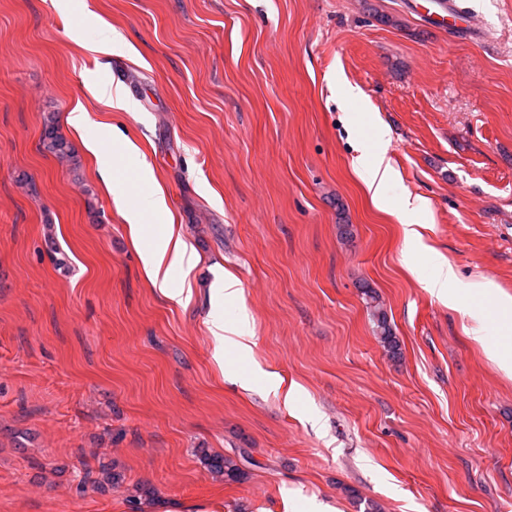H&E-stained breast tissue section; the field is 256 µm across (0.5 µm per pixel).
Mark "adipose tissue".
<instances>
[{
	"label": "adipose tissue",
	"mask_w": 512,
	"mask_h": 512,
	"mask_svg": "<svg viewBox=\"0 0 512 512\" xmlns=\"http://www.w3.org/2000/svg\"><path fill=\"white\" fill-rule=\"evenodd\" d=\"M378 142L372 152L359 158L355 173L361 179L373 203H380L386 185L393 179L395 172L387 156L384 143L385 129H378ZM107 136H100L85 141L86 152L98 162L99 175L114 196L116 202L127 209L128 229L132 242H139L147 230L143 219L147 215H155L165 208V199L161 190L132 198L117 169L106 161L108 155ZM156 243L142 251L141 261L147 279L153 287L178 304H186L187 298L182 289L173 285L174 277H188L198 264V256L193 248L181 235L175 224H161L155 229Z\"/></svg>",
	"instance_id": "adipose-tissue-1"
}]
</instances>
